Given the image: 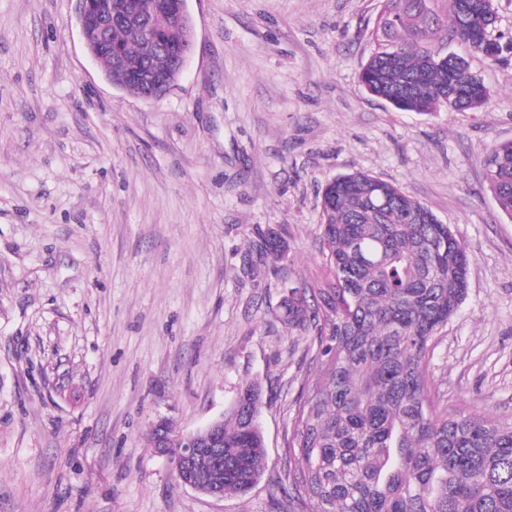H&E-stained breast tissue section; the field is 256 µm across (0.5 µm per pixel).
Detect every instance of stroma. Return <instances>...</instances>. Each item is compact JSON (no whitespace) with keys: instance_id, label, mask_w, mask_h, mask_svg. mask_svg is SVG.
<instances>
[{"instance_id":"stroma-1","label":"stroma","mask_w":512,"mask_h":512,"mask_svg":"<svg viewBox=\"0 0 512 512\" xmlns=\"http://www.w3.org/2000/svg\"><path fill=\"white\" fill-rule=\"evenodd\" d=\"M195 49L165 96L107 81L76 0H0V512H281L284 434L316 346L282 329L321 271V195L365 171L449 224L468 295L427 372L458 413L512 415V216L484 158L512 141V0L492 98L395 110L359 73L379 0H188ZM282 258L249 262L259 231ZM263 388L265 468L244 494L179 484L149 441Z\"/></svg>"}]
</instances>
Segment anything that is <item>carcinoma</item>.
I'll return each mask as SVG.
<instances>
[{
  "label": "carcinoma",
  "mask_w": 512,
  "mask_h": 512,
  "mask_svg": "<svg viewBox=\"0 0 512 512\" xmlns=\"http://www.w3.org/2000/svg\"><path fill=\"white\" fill-rule=\"evenodd\" d=\"M121 0L125 18L99 54L112 85L155 94L172 82L186 28ZM498 13L490 0H380L374 49L360 82L395 109L460 112L491 98L469 58L494 61L488 45ZM456 41L468 56L448 58ZM489 189L512 217V141L484 159ZM323 273L291 287L276 318L314 332L317 366L303 386L284 437L285 512H512V417L448 412L426 375L431 345L462 306L469 254L452 231L397 186L356 171L322 194ZM253 248L279 256L277 233ZM262 394L247 382L224 414V493H246L263 470Z\"/></svg>",
  "instance_id": "carcinoma-1"
}]
</instances>
